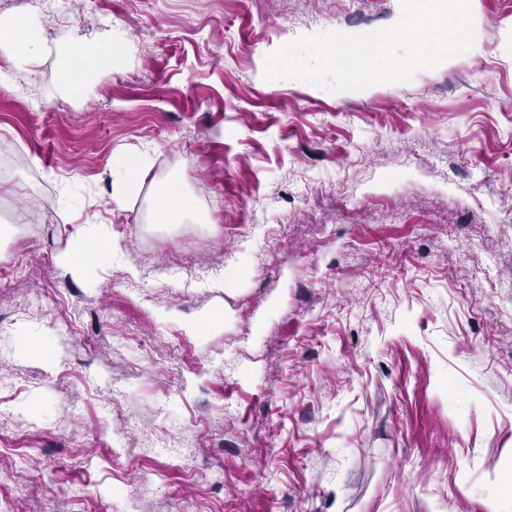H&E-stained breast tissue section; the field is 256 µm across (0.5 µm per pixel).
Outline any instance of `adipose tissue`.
I'll use <instances>...</instances> for the list:
<instances>
[{
  "mask_svg": "<svg viewBox=\"0 0 512 512\" xmlns=\"http://www.w3.org/2000/svg\"><path fill=\"white\" fill-rule=\"evenodd\" d=\"M121 46L114 41L90 42L80 46L62 40L56 47L63 82L70 93H80L87 76L94 70L111 66L120 55ZM153 165L150 150L118 158L112 166V200L126 207L138 194L139 187ZM161 223L182 224L198 208L195 198L175 179L153 186Z\"/></svg>",
  "mask_w": 512,
  "mask_h": 512,
  "instance_id": "ef3b65f1",
  "label": "adipose tissue"
}]
</instances>
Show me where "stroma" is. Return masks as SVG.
I'll return each instance as SVG.
<instances>
[{
	"instance_id": "obj_1",
	"label": "stroma",
	"mask_w": 512,
	"mask_h": 512,
	"mask_svg": "<svg viewBox=\"0 0 512 512\" xmlns=\"http://www.w3.org/2000/svg\"><path fill=\"white\" fill-rule=\"evenodd\" d=\"M471 3L479 53L329 93L265 80L266 55L390 26L399 0H107L103 25L87 0L61 24L0 0L43 45L0 44L11 512H484L504 492L512 0ZM66 37L125 52L71 95ZM147 147L118 208L112 164ZM171 175L205 222L153 223ZM84 224L120 250L74 272ZM89 235L79 233L74 238L71 249L60 257V263L66 268L79 270L90 258L89 255Z\"/></svg>"
}]
</instances>
